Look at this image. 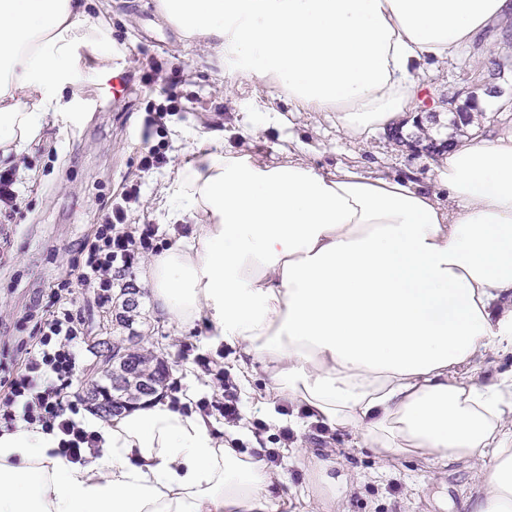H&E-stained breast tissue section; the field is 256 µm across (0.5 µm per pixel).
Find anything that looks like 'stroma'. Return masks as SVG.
<instances>
[{"label": "stroma", "instance_id": "obj_1", "mask_svg": "<svg viewBox=\"0 0 512 512\" xmlns=\"http://www.w3.org/2000/svg\"><path fill=\"white\" fill-rule=\"evenodd\" d=\"M97 17L112 44V63L126 86L122 94H103L99 50L77 44L64 68L71 82L64 99H79L70 116L48 117L42 139L30 144L14 170L17 200L9 217L0 220V339L28 335L26 314L37 296L48 294L60 274L78 256L77 245L90 236L115 194L134 185L139 202L125 225L132 234L155 228L156 250L190 237L191 220L175 221L182 204L170 186L185 169L214 145L244 149L265 162L286 157L322 173L349 168L373 177L401 175L417 183H434L438 174L431 156L415 146H402L379 129L363 139L344 135L332 112H297L280 91L250 69L225 55L221 42L200 41L173 27L157 0H81ZM490 55L492 64L479 67L474 58ZM512 57L504 36L485 32L458 58L429 78L425 97L443 103L458 90L476 93L497 87L503 108L484 113L479 130L487 136L512 131V73L497 77V63ZM182 77L175 91L184 109L158 111L163 90L174 71ZM163 144L167 162L145 172L140 167L143 143ZM85 319L87 341L82 345L81 378H88L96 360L95 336L104 305L92 292L76 293ZM139 328L148 342L165 345L172 365L168 379L175 389L165 395L172 404H197L213 399V372L238 399L240 418L230 422L216 409L208 414L224 437L235 440L239 452L261 441L278 454L276 466L284 481L274 496H286L290 512H321L309 478L312 463L329 460L339 481L340 506L345 512H470L469 496L479 461L451 465L444 475L414 458L379 459L353 445L350 435L320 431L274 396L265 372L242 380L233 370L235 351L214 343L205 322L175 329L155 319L149 296L140 298ZM209 368H202V361ZM292 415L294 438L284 441L272 415Z\"/></svg>", "mask_w": 512, "mask_h": 512}]
</instances>
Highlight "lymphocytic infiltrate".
Returning <instances> with one entry per match:
<instances>
[{"label": "lymphocytic infiltrate", "mask_w": 512, "mask_h": 512, "mask_svg": "<svg viewBox=\"0 0 512 512\" xmlns=\"http://www.w3.org/2000/svg\"><path fill=\"white\" fill-rule=\"evenodd\" d=\"M137 190L117 195L93 240L79 249L81 261L50 291V300L32 332L12 348L0 351V428L41 427L60 432L57 456L84 463L98 457L97 441L73 419L76 385L82 362L84 322L74 301L62 295L72 288L93 290L103 304L112 300L113 273L129 268L142 251L151 249L153 228L140 235L124 231L128 206Z\"/></svg>", "instance_id": "obj_1"}]
</instances>
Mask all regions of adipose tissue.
<instances>
[{"label":"adipose tissue","instance_id":"1","mask_svg":"<svg viewBox=\"0 0 512 512\" xmlns=\"http://www.w3.org/2000/svg\"><path fill=\"white\" fill-rule=\"evenodd\" d=\"M181 31L214 39L304 112L357 137L418 109L445 64L512 0H160ZM78 0H0V166L38 141L69 82L76 39L98 40ZM422 185L217 146L172 190L193 240L139 272L155 314L206 321L246 375L262 369L308 421L377 456L443 470L478 459L471 512H512V374L465 366L512 352V132L441 154ZM101 456H54L59 434L0 431V512H278L265 450L151 397L82 410ZM470 368L473 369L470 373L477 378L494 379L500 373L512 370V354L489 350L478 356Z\"/></svg>","mask_w":512,"mask_h":512}]
</instances>
